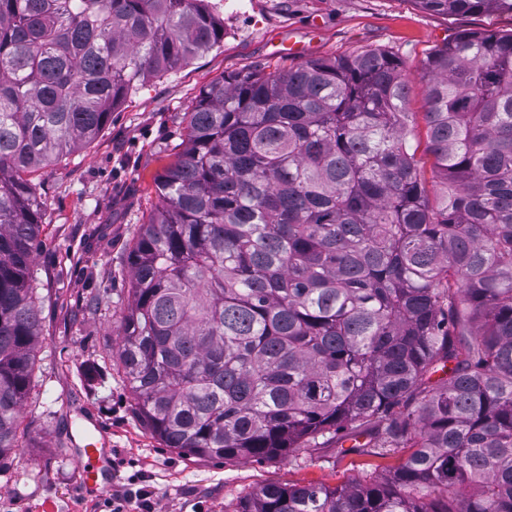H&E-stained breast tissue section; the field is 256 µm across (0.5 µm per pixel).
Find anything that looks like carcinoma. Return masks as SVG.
I'll return each instance as SVG.
<instances>
[{
    "instance_id": "1",
    "label": "carcinoma",
    "mask_w": 512,
    "mask_h": 512,
    "mask_svg": "<svg viewBox=\"0 0 512 512\" xmlns=\"http://www.w3.org/2000/svg\"><path fill=\"white\" fill-rule=\"evenodd\" d=\"M223 43L210 0H0V462L39 336L29 175ZM423 79L434 200L384 51L223 76L154 179L108 352L150 434L227 461L411 449L384 484H266L232 512H512V33L458 34Z\"/></svg>"
}]
</instances>
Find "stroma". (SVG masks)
<instances>
[{"instance_id": "stroma-1", "label": "stroma", "mask_w": 512, "mask_h": 512, "mask_svg": "<svg viewBox=\"0 0 512 512\" xmlns=\"http://www.w3.org/2000/svg\"><path fill=\"white\" fill-rule=\"evenodd\" d=\"M224 21V43L161 76L147 78L82 149L38 170L43 244L33 264L40 295V336L32 398L23 412L22 449L0 469V512H109L108 500L142 487L154 512H232L269 483L386 480L405 451L373 458L336 446L293 456L224 462L163 447L132 412L123 376L89 365L119 340L128 306V256L139 225L158 202L154 178L186 134L187 114L202 90L248 68L285 71L301 63L370 50L396 55L410 80L409 109H424L423 63L458 33H512V14L445 16L416 0H211ZM291 42L297 54L280 55ZM98 424L111 443L116 478L99 496L76 492L72 442Z\"/></svg>"}]
</instances>
